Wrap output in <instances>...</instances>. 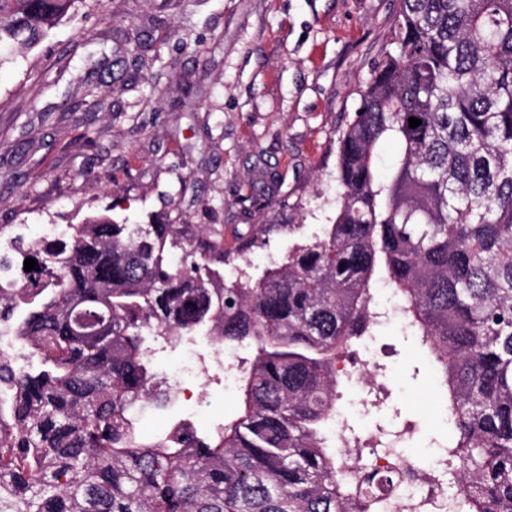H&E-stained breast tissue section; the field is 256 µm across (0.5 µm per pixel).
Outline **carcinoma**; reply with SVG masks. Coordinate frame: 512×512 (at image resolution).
<instances>
[{
  "label": "carcinoma",
  "mask_w": 512,
  "mask_h": 512,
  "mask_svg": "<svg viewBox=\"0 0 512 512\" xmlns=\"http://www.w3.org/2000/svg\"><path fill=\"white\" fill-rule=\"evenodd\" d=\"M79 2L0 0V65ZM150 38L116 55L112 82L152 70ZM106 64L90 60L68 111H112L93 78ZM336 159L334 222L256 281L211 267L227 254L204 224L99 212L19 248L37 269L0 276V325L27 358L0 362V512L388 508V480L354 488L327 436L351 383L336 362L374 335L378 280L439 382L448 495L462 512H512V0H400ZM201 333L256 348L240 415L215 436L179 422L145 438L136 409L172 399L147 337Z\"/></svg>",
  "instance_id": "cac0c4a2"
}]
</instances>
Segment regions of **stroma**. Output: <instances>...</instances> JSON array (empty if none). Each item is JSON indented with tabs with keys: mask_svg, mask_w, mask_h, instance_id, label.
Listing matches in <instances>:
<instances>
[{
	"mask_svg": "<svg viewBox=\"0 0 512 512\" xmlns=\"http://www.w3.org/2000/svg\"><path fill=\"white\" fill-rule=\"evenodd\" d=\"M399 0H81L74 20L0 65V246L42 238L109 210L121 224H209L231 250L218 270L252 279L298 244L321 236L336 216L337 139L360 101L391 34ZM147 27L157 56L135 89L106 84L111 112H69L43 121L45 106L80 95L75 76L92 51L114 52ZM92 135L96 145L84 144ZM262 224L258 244L235 255L236 232ZM394 400L359 415L356 390L341 405L357 427L405 422L429 444L436 392L417 338L380 331ZM198 350L206 374L186 370ZM156 375L193 382L204 405L199 433L215 435L240 412L238 386H225L214 347L199 337L152 343ZM182 395L167 409L144 405L145 437L185 418Z\"/></svg>",
	"mask_w": 512,
	"mask_h": 512,
	"instance_id": "1",
	"label": "stroma"
}]
</instances>
